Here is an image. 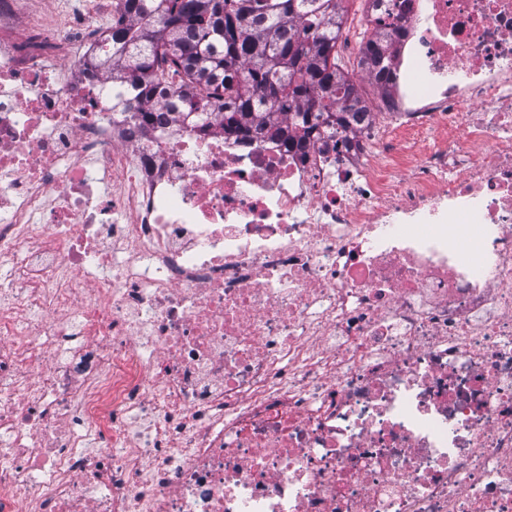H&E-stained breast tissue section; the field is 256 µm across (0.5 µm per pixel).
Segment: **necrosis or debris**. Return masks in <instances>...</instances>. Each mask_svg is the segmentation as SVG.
<instances>
[{
	"label": "necrosis or debris",
	"mask_w": 512,
	"mask_h": 512,
	"mask_svg": "<svg viewBox=\"0 0 512 512\" xmlns=\"http://www.w3.org/2000/svg\"><path fill=\"white\" fill-rule=\"evenodd\" d=\"M362 3L303 140L0 0V512H512V0Z\"/></svg>",
	"instance_id": "necrosis-or-debris-1"
}]
</instances>
